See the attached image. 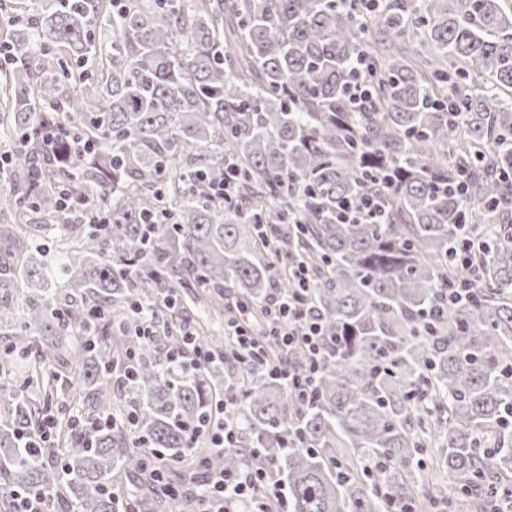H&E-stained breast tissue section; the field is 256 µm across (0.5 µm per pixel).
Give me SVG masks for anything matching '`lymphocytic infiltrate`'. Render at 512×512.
Returning <instances> with one entry per match:
<instances>
[{"mask_svg":"<svg viewBox=\"0 0 512 512\" xmlns=\"http://www.w3.org/2000/svg\"><path fill=\"white\" fill-rule=\"evenodd\" d=\"M294 278L295 288L284 295L271 290L264 306L272 320L271 335L276 344L291 353L303 352L304 365L268 358L259 337L253 336L250 330L251 311L246 307L236 312L232 334L236 348L227 362L242 371L254 365L262 366L282 379L296 399L309 404L314 400L313 383L325 366L326 350L321 323L310 315L305 304L311 289L309 274L301 268L295 271ZM224 404L220 420L203 423L200 431L207 435L212 447L236 448L241 444L240 430L232 417L233 410L241 404L236 386H225ZM207 483L210 495L203 502L201 512H238L242 507L247 512H267V501L281 504L287 501L283 484L271 479L263 468L214 475L208 477Z\"/></svg>","mask_w":512,"mask_h":512,"instance_id":"1","label":"lymphocytic infiltrate"}]
</instances>
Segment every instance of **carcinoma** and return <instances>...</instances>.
<instances>
[{
	"label": "carcinoma",
	"mask_w": 512,
	"mask_h": 512,
	"mask_svg": "<svg viewBox=\"0 0 512 512\" xmlns=\"http://www.w3.org/2000/svg\"><path fill=\"white\" fill-rule=\"evenodd\" d=\"M0 0L14 30L0 128V498L67 512H194L201 475L270 466L289 512L512 509L509 0ZM375 106L344 97L359 56ZM457 75L453 89L448 76ZM231 198L216 194L224 169ZM464 178L467 191L448 185ZM68 198L82 211L75 223ZM383 207L381 221L363 206ZM481 244L476 288L448 249ZM65 241L48 257L42 230ZM308 268L329 356L303 405L240 373L222 452L224 297L262 312ZM67 279L68 287L60 286ZM153 315L152 342L135 330ZM211 351L186 377L171 352ZM68 408L51 412L58 391ZM97 423L83 437L68 410ZM53 417L48 453L40 441ZM133 419L134 426L127 424ZM293 433L292 446L278 442ZM185 468L194 495L150 480ZM452 259L462 266L467 265L471 276L457 280L448 286V303H457L468 298L474 288V268L478 252L473 249V243L465 236H459L452 248ZM241 398L236 386L228 385L224 381V412L221 411L220 420L202 423L200 427V434L207 435L212 445L211 448H239L241 445L240 430L232 418V414L239 411Z\"/></svg>",
	"instance_id": "obj_1"
}]
</instances>
